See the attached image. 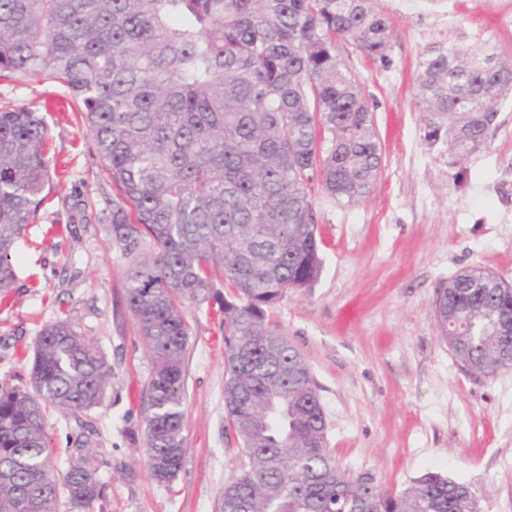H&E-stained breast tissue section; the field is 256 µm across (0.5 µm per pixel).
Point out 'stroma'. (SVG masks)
Here are the masks:
<instances>
[{
  "label": "stroma",
  "instance_id": "35a3bbf8",
  "mask_svg": "<svg viewBox=\"0 0 512 512\" xmlns=\"http://www.w3.org/2000/svg\"><path fill=\"white\" fill-rule=\"evenodd\" d=\"M457 0L451 25L422 29V0L389 13L384 60L350 39L336 55L374 113L383 165L370 194L341 205L308 186L323 269L313 288L269 312L308 362L328 424V446L351 474L368 472L394 492L438 472L473 484L481 512H512V370L492 379L464 372L439 338L433 301L449 277L480 265L512 284V194L487 186L512 167V102L485 145L463 161L425 139L415 88L430 47L493 46L512 63V31L495 24L500 0ZM486 42L472 39L475 28ZM40 112L50 138L46 200L16 249V280L0 302V384L28 373L41 329L70 319L111 375L100 405L83 417L49 409L54 446L70 447L82 423L106 485L104 512H222L224 487L245 458L224 431V329L207 305H190L185 358L184 455L157 482L144 436L151 355L122 304L130 259L109 231L106 162L81 103L46 78L0 79V109Z\"/></svg>",
  "mask_w": 512,
  "mask_h": 512
}]
</instances>
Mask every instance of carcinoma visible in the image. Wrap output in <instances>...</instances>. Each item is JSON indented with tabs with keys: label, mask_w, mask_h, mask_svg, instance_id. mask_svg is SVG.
<instances>
[{
	"label": "carcinoma",
	"mask_w": 512,
	"mask_h": 512,
	"mask_svg": "<svg viewBox=\"0 0 512 512\" xmlns=\"http://www.w3.org/2000/svg\"><path fill=\"white\" fill-rule=\"evenodd\" d=\"M389 36L375 0H0V78L66 87L107 163L112 240L131 257L122 302L152 359L145 447L160 482L183 459L184 309L213 303L222 316L225 434L247 460L224 486V512H480L473 485L438 473L399 493L347 474L308 363L268 318L322 272L308 184L350 205L381 172L373 111L336 38L383 60ZM416 97L428 143L462 160L497 127L512 65L434 48ZM48 141L37 112L0 110V301L44 201ZM433 306L465 372L504 371L512 289L475 265ZM109 374L72 322L42 328L26 381L0 386V512H56L62 497L68 512H94L104 500L85 441L65 469L54 463L46 408L91 410Z\"/></svg>",
	"instance_id": "carcinoma-1"
}]
</instances>
